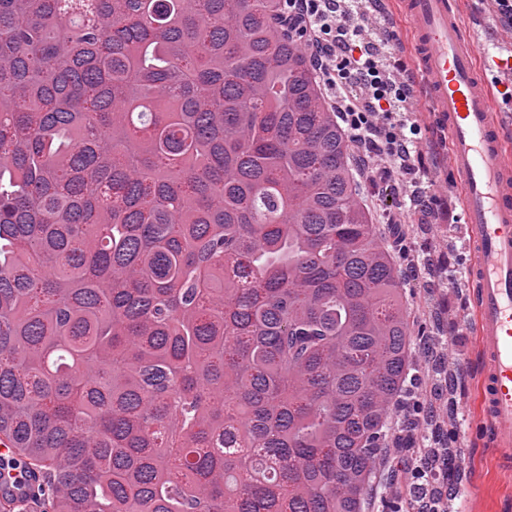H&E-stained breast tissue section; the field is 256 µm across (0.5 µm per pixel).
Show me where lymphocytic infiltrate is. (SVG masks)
<instances>
[{"mask_svg":"<svg viewBox=\"0 0 512 512\" xmlns=\"http://www.w3.org/2000/svg\"><path fill=\"white\" fill-rule=\"evenodd\" d=\"M285 10L321 83L339 98L337 116L365 157V180L373 185L397 184L401 174L397 158L418 143V123L405 131L392 125L394 114L412 107L409 86L388 85L361 46L359 29L337 26L336 0H285Z\"/></svg>","mask_w":512,"mask_h":512,"instance_id":"1","label":"lymphocytic infiltrate"}]
</instances>
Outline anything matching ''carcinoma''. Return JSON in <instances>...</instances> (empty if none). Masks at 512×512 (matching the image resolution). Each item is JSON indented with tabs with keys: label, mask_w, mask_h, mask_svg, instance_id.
<instances>
[{
	"label": "carcinoma",
	"mask_w": 512,
	"mask_h": 512,
	"mask_svg": "<svg viewBox=\"0 0 512 512\" xmlns=\"http://www.w3.org/2000/svg\"><path fill=\"white\" fill-rule=\"evenodd\" d=\"M283 0H0L16 512H362L402 275Z\"/></svg>",
	"instance_id": "1"
}]
</instances>
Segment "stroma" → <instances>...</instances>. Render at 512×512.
<instances>
[{
    "label": "stroma",
    "instance_id": "stroma-1",
    "mask_svg": "<svg viewBox=\"0 0 512 512\" xmlns=\"http://www.w3.org/2000/svg\"><path fill=\"white\" fill-rule=\"evenodd\" d=\"M340 25H361L363 46L376 60L387 79L409 82L414 65L410 25L399 0H358L348 13H337ZM414 111L397 118L398 124L418 121L421 127L420 151L404 158V182L412 195L428 193L429 181L448 168V137L443 128L433 123L423 91L413 93ZM358 189L367 205L375 233L389 238L390 217L405 214L404 246L394 250L399 266H406L409 257H417L422 273L408 281L404 301L411 312V334L421 336L431 328L442 330L445 349L457 364L448 390L434 395L431 373H423L416 392L424 407H435L444 426L439 440L455 449L464 466L452 480L453 487L478 479L481 495L471 505V512H512V477L506 475L488 447L471 440L461 447L460 436L479 409L478 360L473 336L475 313L473 292L468 277L472 236L461 217L459 188L444 190L441 203L427 216L408 215L409 198L395 187L373 186L359 182Z\"/></svg>",
    "mask_w": 512,
    "mask_h": 512
}]
</instances>
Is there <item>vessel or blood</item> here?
Here are the masks:
<instances>
[{"mask_svg": "<svg viewBox=\"0 0 512 512\" xmlns=\"http://www.w3.org/2000/svg\"><path fill=\"white\" fill-rule=\"evenodd\" d=\"M417 39L415 80L429 92L448 133V168L462 190L473 229L475 335L481 358L482 413L469 432L486 430L489 449L512 466V53L497 54L495 29L473 37V0H404ZM0 442V507L11 512L14 482L32 477Z\"/></svg>", "mask_w": 512, "mask_h": 512, "instance_id": "vessel-or-blood-1", "label": "vessel or blood"}]
</instances>
